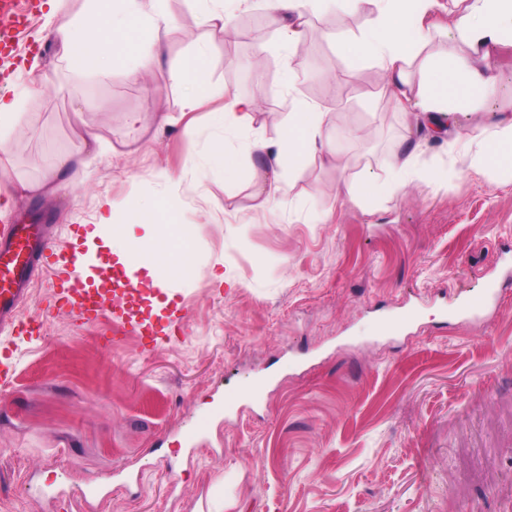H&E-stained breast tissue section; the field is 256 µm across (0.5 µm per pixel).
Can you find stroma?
Returning <instances> with one entry per match:
<instances>
[{"mask_svg":"<svg viewBox=\"0 0 512 512\" xmlns=\"http://www.w3.org/2000/svg\"><path fill=\"white\" fill-rule=\"evenodd\" d=\"M33 2L0 55V97L25 114L0 153V181L38 179L70 147L78 105L112 155L87 157L56 198L21 201L0 227L48 225L65 251L102 217L118 223L159 201L168 220L192 225V267L175 281L179 326L155 343L58 308L49 273L29 284L20 313L39 319L41 337L9 343L0 512H512V177L475 172L432 139L420 163L437 183L373 197L388 179L383 158L408 145L404 123L378 69L351 73L325 37L359 33L369 0L311 16L290 58L267 53L264 72L248 25L265 19L261 0L211 46L210 79L253 99L265 137L295 98L327 114L335 156L308 163L269 206L238 154L245 133L211 164L213 103L183 111L167 78L205 37L191 0H170L161 66L137 83L131 55L108 77L72 72L48 37L45 0ZM491 53L494 95L451 125L512 113V44ZM343 180L358 201L337 197ZM493 279L497 311L468 318ZM260 382L263 399L249 404Z\"/></svg>","mask_w":512,"mask_h":512,"instance_id":"35a3bbf8","label":"stroma"}]
</instances>
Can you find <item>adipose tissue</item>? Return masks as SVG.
Here are the masks:
<instances>
[{"label": "adipose tissue", "instance_id": "adipose-tissue-1", "mask_svg": "<svg viewBox=\"0 0 512 512\" xmlns=\"http://www.w3.org/2000/svg\"><path fill=\"white\" fill-rule=\"evenodd\" d=\"M80 13L70 11V0H47V15L55 19L51 29L63 58L79 71L111 74L116 62L134 53L140 69L160 62L158 48L161 29L172 19L169 0H83ZM200 22L208 39L197 45V58H205L213 40L228 33V15L248 8L250 0H196ZM375 14L359 35L339 41L344 56L354 65L371 64L383 75L382 91L396 96L407 120V132L428 130L447 137L448 151L465 159L477 172L496 171L512 174V114H503L490 128L475 126L449 132L446 116L466 109L476 111L478 103L494 89L493 60L490 49L503 44L512 31V0H372ZM318 0H265L269 24L278 39L275 48L287 54L303 39L309 17ZM448 9V32L454 41L451 49L430 52L429 46L439 27L435 15L440 7ZM129 70L131 80L139 71ZM168 79L186 86L185 111H195L203 102L216 101L220 107L211 112L215 134L210 142L211 161L223 160L228 149V134L249 129L253 122V103L236 97L225 100L222 84L211 81L200 68H172ZM328 123L325 112L314 103L300 100L280 135L262 136L244 145L246 158L260 156L265 161L255 175V195L270 202L290 185L293 176L317 155L327 151ZM71 149L58 153L42 177L36 181H17L0 185V213L8 212L20 196L50 197L60 188L63 176L83 165L91 153H102V138L86 126L79 127ZM384 165L390 174L382 185L389 194L415 179L427 180L431 174L421 167L418 150L395 151ZM129 223L152 227L153 250L131 253L118 251L126 271L153 269L158 256L189 268L187 247H175L173 225L164 221L151 206L141 205L128 217Z\"/></svg>", "mask_w": 512, "mask_h": 512}]
</instances>
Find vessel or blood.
<instances>
[{
	"label": "vessel or blood",
	"instance_id": "1",
	"mask_svg": "<svg viewBox=\"0 0 512 512\" xmlns=\"http://www.w3.org/2000/svg\"><path fill=\"white\" fill-rule=\"evenodd\" d=\"M48 249L38 230L28 227H11L0 243L1 329L12 331L19 325L18 308L25 295L24 286L38 267L50 262L59 270L52 284L57 301L80 319L111 316L116 335H153L154 315L170 310L175 303L172 291L133 282L119 268L99 284H89L78 271L82 262L79 249L53 255Z\"/></svg>",
	"mask_w": 512,
	"mask_h": 512
}]
</instances>
